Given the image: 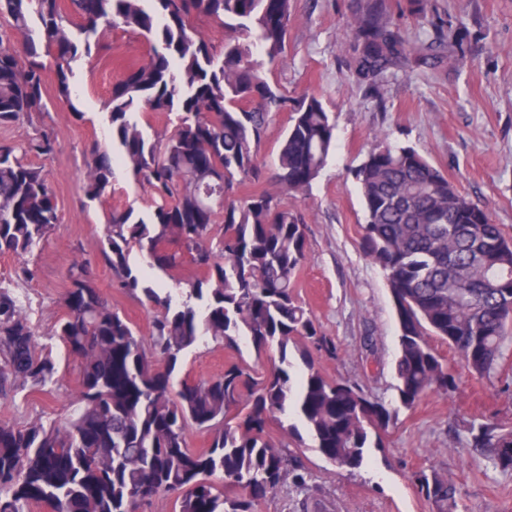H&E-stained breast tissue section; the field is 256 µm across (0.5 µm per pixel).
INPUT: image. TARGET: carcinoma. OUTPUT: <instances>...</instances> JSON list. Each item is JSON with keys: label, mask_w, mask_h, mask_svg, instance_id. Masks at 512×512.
<instances>
[{"label": "carcinoma", "mask_w": 512, "mask_h": 512, "mask_svg": "<svg viewBox=\"0 0 512 512\" xmlns=\"http://www.w3.org/2000/svg\"><path fill=\"white\" fill-rule=\"evenodd\" d=\"M20 47L0 35V125L49 111L44 58L53 59L56 98L72 101V63L100 54L104 31L133 32L151 52L129 65L108 103L111 146L93 147L84 186L91 200L112 188L116 168L146 186L154 202L143 215L114 207L104 225L100 257L117 288L153 312L146 346L112 308L89 264L74 262L56 334L78 366L74 409L61 424L40 419L0 422V512H138L158 493L178 494L177 512H256L283 487L307 488L310 475L288 448L309 437L318 452L347 471L363 466L393 420L385 402L356 382L326 378L313 354L334 359L336 342L294 294L306 258L305 218L282 195L305 192L324 167L335 123L315 94L298 100L266 77L281 62L291 0H0ZM203 22L224 26L216 46ZM432 33L409 36L384 0H362L351 28L356 78L375 96L412 63L442 64L461 46L458 34L429 21ZM290 112L273 183L239 197L247 182H264L260 147L273 112ZM146 112H172L158 132ZM54 139L36 132L0 143V256L24 257L60 223L44 166ZM364 211L360 246L386 274L399 328L395 361L400 405L413 407L436 390L452 396L460 376L428 344L437 336L471 375L491 378L512 336V240L491 214L475 206L448 176L410 146L380 141L355 170ZM222 186L224 207L205 197ZM147 253L169 277L197 272L175 297L130 263ZM256 350L276 347L268 372L233 363L220 375L174 387L184 354L202 339ZM306 367L298 381L294 361ZM54 362L38 352L26 305L0 282V397L56 382ZM293 413L306 434L284 423ZM278 423L286 442H271ZM209 432V446L189 447L185 431ZM471 444L492 467L512 475V430L466 425ZM437 512H456L457 484L414 474Z\"/></svg>", "instance_id": "carcinoma-1"}]
</instances>
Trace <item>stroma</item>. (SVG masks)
Segmentation results:
<instances>
[{
  "label": "stroma",
  "instance_id": "1",
  "mask_svg": "<svg viewBox=\"0 0 512 512\" xmlns=\"http://www.w3.org/2000/svg\"><path fill=\"white\" fill-rule=\"evenodd\" d=\"M431 2L457 27L462 53L436 68L413 65L409 76L389 81L375 98L347 69L355 50L350 21L360 0H292L285 56L269 78L289 97L317 94L335 122V147L318 177L305 193L283 198L306 218L308 248L295 292L340 351L335 361L316 358V368L328 378L364 385L396 408L397 418L383 433L382 446L368 449L366 465L352 473L326 461L313 445L294 449L311 474L308 494L281 488L258 512H302L306 502L320 512H435L413 481L420 470L460 485L458 512H512V477L503 478L461 440L462 422L474 418L512 427V356L491 379L480 380L466 374L446 342L430 337L435 353L460 374L461 390L452 397L431 390L416 406L400 407L393 301L384 272L359 244L365 213L354 171L383 139L417 150L512 237V0ZM103 41L111 62L84 58L73 65L79 91L74 106L53 103L46 113L0 126V142L37 130L54 137L56 150L45 168L61 216L53 234L24 258L0 256V281L13 283L25 299L39 348L51 353L58 367L56 384L0 398V421L50 423L63 419L74 403L76 364L54 334L74 260L88 262L113 308L135 325L143 342L151 340V312L113 288V273L99 253L112 206L144 212L152 195L122 171L102 200L89 201L83 191L91 147L109 143L106 103L112 85L123 77L126 63L147 58L149 46L131 32H109ZM76 108L83 120H75ZM24 263L32 275L20 280L15 272ZM231 361L264 372L277 363L278 352L257 353L246 341L228 350L207 340L186 354L176 377L216 376Z\"/></svg>",
  "mask_w": 512,
  "mask_h": 512
}]
</instances>
